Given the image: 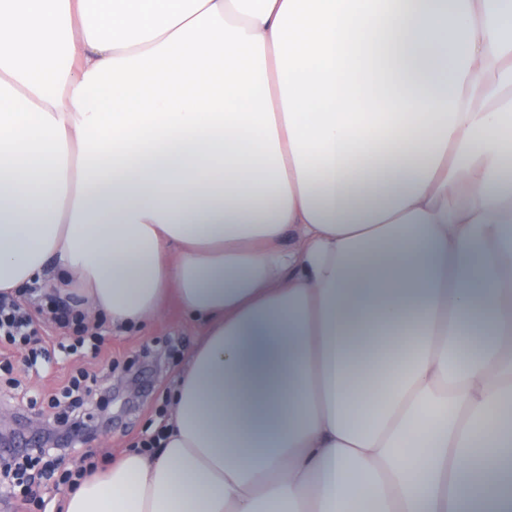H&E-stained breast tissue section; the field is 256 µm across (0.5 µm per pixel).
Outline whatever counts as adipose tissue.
<instances>
[{"instance_id": "ef3b65f1", "label": "adipose tissue", "mask_w": 512, "mask_h": 512, "mask_svg": "<svg viewBox=\"0 0 512 512\" xmlns=\"http://www.w3.org/2000/svg\"><path fill=\"white\" fill-rule=\"evenodd\" d=\"M52 259L203 327L64 512H512V0H0V290Z\"/></svg>"}]
</instances>
